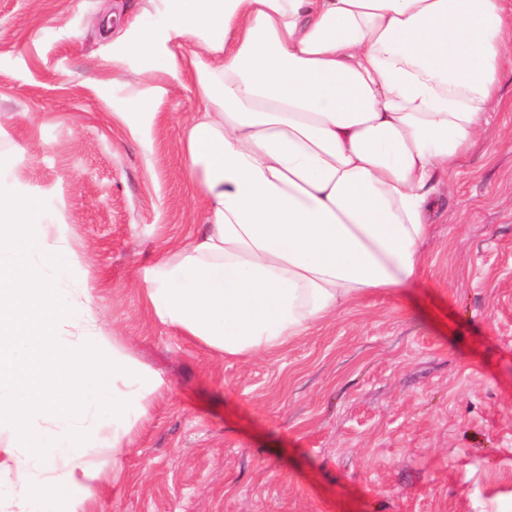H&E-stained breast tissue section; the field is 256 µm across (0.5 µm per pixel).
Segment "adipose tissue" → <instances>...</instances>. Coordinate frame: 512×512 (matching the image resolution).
Listing matches in <instances>:
<instances>
[{"label":"adipose tissue","mask_w":512,"mask_h":512,"mask_svg":"<svg viewBox=\"0 0 512 512\" xmlns=\"http://www.w3.org/2000/svg\"><path fill=\"white\" fill-rule=\"evenodd\" d=\"M123 55L174 64L194 39L204 99L183 145L199 232L144 268L154 315L224 357L283 349L424 270L443 179L487 133L512 52V0H156ZM51 200L0 155V501L91 512L166 382L110 337Z\"/></svg>","instance_id":"obj_1"}]
</instances>
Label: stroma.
<instances>
[{"label":"stroma","mask_w":512,"mask_h":512,"mask_svg":"<svg viewBox=\"0 0 512 512\" xmlns=\"http://www.w3.org/2000/svg\"><path fill=\"white\" fill-rule=\"evenodd\" d=\"M147 0H0V153L69 225L95 318L167 388L95 512H506L512 507V112L449 172L425 272L285 349L227 359L162 324L138 287L196 234L183 130L194 41L169 72L117 40ZM149 93L135 138L121 100Z\"/></svg>","instance_id":"obj_1"}]
</instances>
